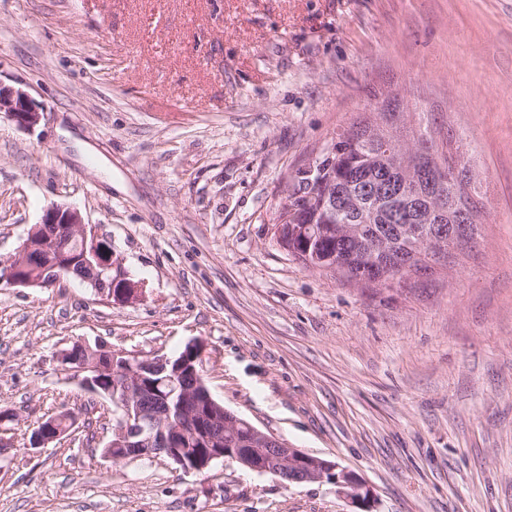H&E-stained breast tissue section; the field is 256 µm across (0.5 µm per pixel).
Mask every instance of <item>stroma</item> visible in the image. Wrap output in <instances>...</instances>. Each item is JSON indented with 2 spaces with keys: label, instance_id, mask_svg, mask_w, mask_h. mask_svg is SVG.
<instances>
[{
  "label": "stroma",
  "instance_id": "obj_1",
  "mask_svg": "<svg viewBox=\"0 0 512 512\" xmlns=\"http://www.w3.org/2000/svg\"><path fill=\"white\" fill-rule=\"evenodd\" d=\"M0 259L51 205L112 245L133 304L64 278L0 288V512H351L327 482L237 463L106 461L112 402L58 366L77 340L206 346L216 400L373 489V512H512V0H0ZM396 97L480 175L446 263L392 288L305 268L287 176ZM73 411L45 448L38 422ZM0 112H6L25 129L34 128L41 120V112L26 93L2 84H0Z\"/></svg>",
  "mask_w": 512,
  "mask_h": 512
}]
</instances>
